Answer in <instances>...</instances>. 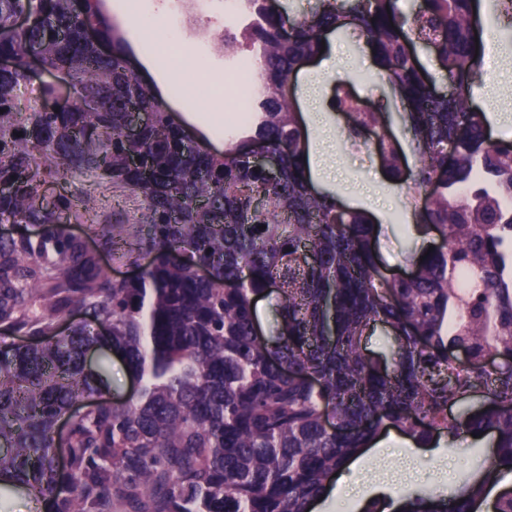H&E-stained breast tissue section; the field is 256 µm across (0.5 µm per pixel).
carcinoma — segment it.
<instances>
[{"label":"carcinoma","instance_id":"cac0c4a2","mask_svg":"<svg viewBox=\"0 0 512 512\" xmlns=\"http://www.w3.org/2000/svg\"><path fill=\"white\" fill-rule=\"evenodd\" d=\"M102 0H0V222L40 235L0 237V499L22 489L49 512H310L333 474L395 428L428 447L435 438H492L479 478L444 500L415 496L403 512H475L512 474V140L493 139L473 86L483 75V0H313L271 9L250 0L247 45L258 52L262 96L250 128L212 150L170 112L156 85L132 70L126 39ZM32 23L12 30L14 18ZM352 25L396 91L419 157L410 169L390 113L363 111L336 86L346 141L372 151L404 182L442 245L411 258L391 280L363 212L312 187L308 135L288 86L327 32ZM432 50L451 91L437 93L418 50ZM63 76L35 82L29 59ZM136 113L150 120L125 133ZM263 142L278 159L268 175L246 151ZM80 174L137 194L148 213L140 275L114 281L66 231L93 224L97 201L60 181ZM265 229H260V226ZM102 235L117 250L124 224ZM279 298V332L257 334L255 298ZM84 309L110 326L109 349L139 381L136 401L115 404L99 342L59 322ZM394 336L391 366L365 356L376 324ZM500 364L490 369L485 358ZM74 417L60 490L57 422Z\"/></svg>","mask_w":512,"mask_h":512}]
</instances>
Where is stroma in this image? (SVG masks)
<instances>
[{
	"mask_svg": "<svg viewBox=\"0 0 512 512\" xmlns=\"http://www.w3.org/2000/svg\"><path fill=\"white\" fill-rule=\"evenodd\" d=\"M332 40L337 57L324 55L304 64L293 80L294 97L308 132L309 175L315 188L338 195L344 204L366 212L378 224L376 250L382 264L389 271L405 272L410 268L409 253L418 254L438 245L439 235L417 224L412 208L403 203L404 188L386 177L373 154L345 142L341 131L344 120L333 110L330 100L340 82L368 107H387L396 113L401 105L389 85L380 80L370 54H349L345 36L336 34ZM474 96L494 136L512 139V118L502 123L496 120L501 112L512 115V69L500 67L484 74L482 83L474 87ZM67 185L76 193H93L99 204L97 224L73 222L68 226L69 233L96 254L102 271L111 279L138 275L147 262L145 252L138 248L145 219L140 198L86 176L70 177ZM116 219L128 226L131 253L125 257L114 254L100 232L101 224ZM480 446L481 453H474L470 441L463 439L456 446L419 455L414 461L393 449L370 457L361 471L349 472L348 477L355 483L389 485L391 494L397 497L416 493L440 497L449 485L480 474L488 461L485 450L489 440H482Z\"/></svg>",
	"mask_w": 512,
	"mask_h": 512,
	"instance_id": "1",
	"label": "stroma"
}]
</instances>
